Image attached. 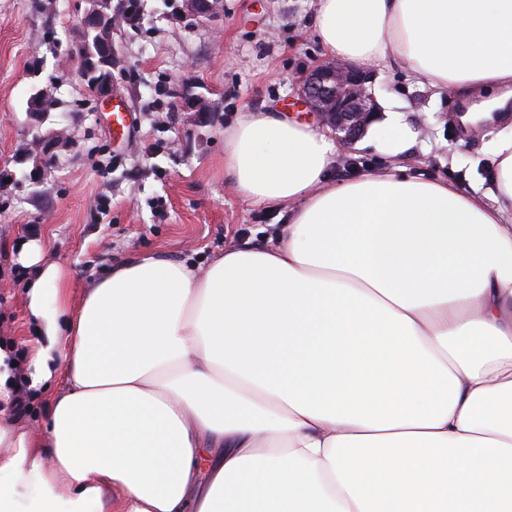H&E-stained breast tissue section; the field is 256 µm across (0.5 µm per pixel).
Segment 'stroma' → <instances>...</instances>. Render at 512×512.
<instances>
[{
	"label": "stroma",
	"instance_id": "obj_1",
	"mask_svg": "<svg viewBox=\"0 0 512 512\" xmlns=\"http://www.w3.org/2000/svg\"><path fill=\"white\" fill-rule=\"evenodd\" d=\"M94 0H0V341L22 359L34 330L24 307L21 239L40 238L68 270L72 302L112 264L153 252L206 266L224 248L262 243L276 209L242 198L224 176V131L241 113L286 111L316 122L295 79L327 55L313 35V0H224L201 26L183 0H137L136 18L112 33L117 86L132 112V139H112V103L78 76L72 50ZM45 92L41 120L28 100ZM376 99L397 96L418 130L401 163L430 179L489 186L486 145L512 133V117L462 126L457 94L436 93L410 70L379 66ZM206 99L193 112L184 97ZM68 136L49 153L41 141ZM388 163L375 146L338 145L331 176Z\"/></svg>",
	"mask_w": 512,
	"mask_h": 512
}]
</instances>
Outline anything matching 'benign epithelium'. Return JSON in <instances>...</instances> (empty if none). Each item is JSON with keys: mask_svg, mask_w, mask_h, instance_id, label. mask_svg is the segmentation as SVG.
Wrapping results in <instances>:
<instances>
[{"mask_svg": "<svg viewBox=\"0 0 512 512\" xmlns=\"http://www.w3.org/2000/svg\"><path fill=\"white\" fill-rule=\"evenodd\" d=\"M184 12L200 21L224 12L223 0H183ZM82 79H92L101 97L112 94L116 82L112 64V46L106 48L105 67L97 69L86 61L84 49L75 51ZM372 70L329 60L301 74L296 80L297 94L303 104L318 113L322 124L345 144L355 142L375 120L378 105L371 91Z\"/></svg>", "mask_w": 512, "mask_h": 512, "instance_id": "benign-epithelium-1", "label": "benign epithelium"}]
</instances>
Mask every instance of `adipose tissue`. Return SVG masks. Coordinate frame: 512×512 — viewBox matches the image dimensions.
Masks as SVG:
<instances>
[{
	"instance_id": "1",
	"label": "adipose tissue",
	"mask_w": 512,
	"mask_h": 512,
	"mask_svg": "<svg viewBox=\"0 0 512 512\" xmlns=\"http://www.w3.org/2000/svg\"><path fill=\"white\" fill-rule=\"evenodd\" d=\"M328 55L512 100V0H316ZM387 168L334 182L319 126L247 112L224 175L279 208L203 271L142 253L69 297L25 245L30 387L19 429L0 345V512H512V136L489 189L407 175L417 131L385 104ZM63 388V381L58 379L52 383L45 392H42L37 398L33 399L32 404L28 406V409L25 412L23 418H15L18 426H21L22 428H30L41 423L44 419L48 402L56 394L61 392Z\"/></svg>"
}]
</instances>
